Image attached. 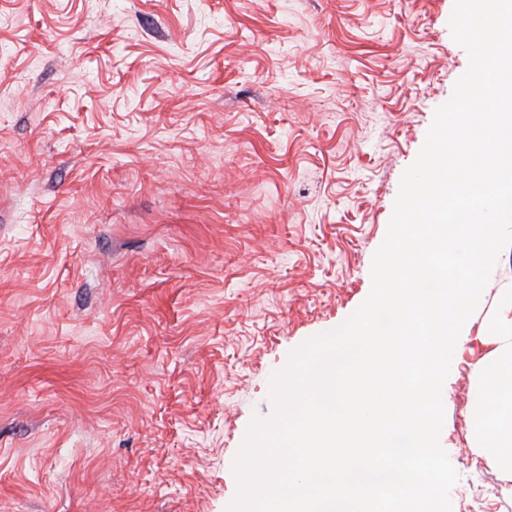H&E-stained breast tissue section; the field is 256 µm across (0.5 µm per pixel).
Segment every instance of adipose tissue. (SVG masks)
<instances>
[{
  "label": "adipose tissue",
  "mask_w": 512,
  "mask_h": 512,
  "mask_svg": "<svg viewBox=\"0 0 512 512\" xmlns=\"http://www.w3.org/2000/svg\"><path fill=\"white\" fill-rule=\"evenodd\" d=\"M495 349L472 367L478 409L469 424L476 457L512 473V289L502 292Z\"/></svg>",
  "instance_id": "adipose-tissue-1"
}]
</instances>
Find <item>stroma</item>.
I'll list each match as a JSON object with an SVG mask.
<instances>
[{"instance_id":"obj_1","label":"stroma","mask_w":512,"mask_h":512,"mask_svg":"<svg viewBox=\"0 0 512 512\" xmlns=\"http://www.w3.org/2000/svg\"><path fill=\"white\" fill-rule=\"evenodd\" d=\"M454 0H0V512H227L273 376L371 290ZM447 376L452 512H512Z\"/></svg>"}]
</instances>
